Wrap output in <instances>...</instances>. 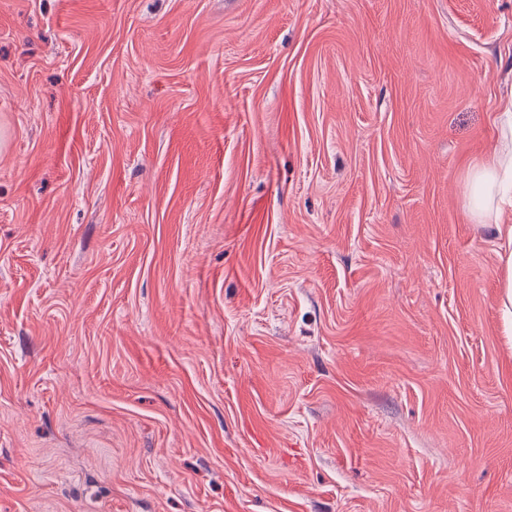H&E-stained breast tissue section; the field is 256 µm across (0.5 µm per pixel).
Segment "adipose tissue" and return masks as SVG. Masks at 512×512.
I'll return each mask as SVG.
<instances>
[{
    "label": "adipose tissue",
    "mask_w": 512,
    "mask_h": 512,
    "mask_svg": "<svg viewBox=\"0 0 512 512\" xmlns=\"http://www.w3.org/2000/svg\"><path fill=\"white\" fill-rule=\"evenodd\" d=\"M475 196L512 205V113H505L492 157L471 174Z\"/></svg>",
    "instance_id": "ef3b65f1"
}]
</instances>
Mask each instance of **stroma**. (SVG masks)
Instances as JSON below:
<instances>
[{
    "instance_id": "35a3bbf8",
    "label": "stroma",
    "mask_w": 512,
    "mask_h": 512,
    "mask_svg": "<svg viewBox=\"0 0 512 512\" xmlns=\"http://www.w3.org/2000/svg\"><path fill=\"white\" fill-rule=\"evenodd\" d=\"M511 100L512 0H0V512H512ZM503 114L497 147L488 161L473 170L470 180L476 199L488 201L497 196L501 203L512 206V113ZM497 235L502 243L506 244L508 255L506 258L502 256L505 264V278L503 288H505V299L503 301V312L505 315V323L509 330H512V225L497 224Z\"/></svg>"
}]
</instances>
